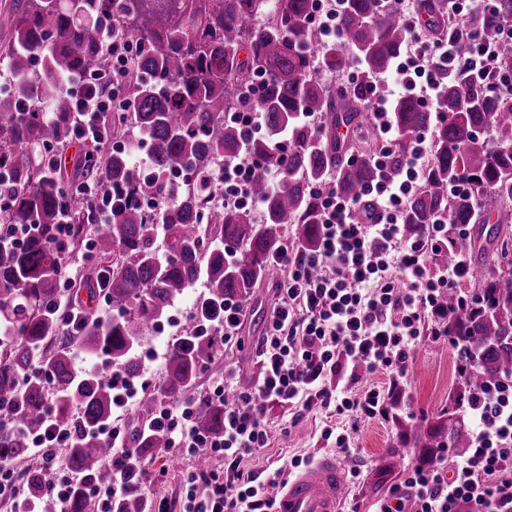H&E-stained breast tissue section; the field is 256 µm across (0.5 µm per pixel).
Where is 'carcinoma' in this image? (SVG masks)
<instances>
[{"label": "carcinoma", "mask_w": 512, "mask_h": 512, "mask_svg": "<svg viewBox=\"0 0 512 512\" xmlns=\"http://www.w3.org/2000/svg\"><path fill=\"white\" fill-rule=\"evenodd\" d=\"M439 0H414L424 26L442 12ZM314 0H16L7 14L11 40L0 58L6 61L15 95L0 99V195L10 202V224H35L36 234L16 244L0 236V325L13 339L0 345V399L21 401L17 419L27 431L38 430L49 405L46 389L33 373L41 363L52 373L58 422L80 430L65 461L84 483L112 480V448L96 436L112 418L113 394L108 371H74L72 341L51 314L48 304L58 293L61 251L52 240V225L72 226L76 245L90 223L91 204L69 194L64 184L46 172L43 152L70 141L72 100L64 89L77 71L102 75L112 69L102 51L105 28L139 43L126 82L130 110L110 116L112 127L130 124L150 153L152 176L114 149L102 160V178L124 184L132 201L99 226L93 248L108 262L107 291L112 317L89 316L79 349L104 357L112 368L136 380L140 376L142 342L169 313L172 302L199 280L208 293L205 306L226 299L241 305L264 280L278 275L272 258L281 252L282 231L293 226L300 246L310 249L321 236L317 188L334 179L336 190L357 197L376 178L372 156L350 162L336 142V124H352L364 105L371 78L390 70L407 44L406 14L400 4L380 10V0H348L340 19L338 40L316 31ZM512 18V0H499L494 18L477 21L481 38L500 42V23ZM362 74L345 91L331 92L318 77L319 68L342 72L351 62ZM445 122L435 126L431 164L424 186L409 200L403 222L409 236L446 217L450 224H475L477 200L492 196L512 202V94L492 95L481 82L461 72L446 73ZM257 108L265 132L246 138L242 128L225 119L227 112ZM308 112L331 117L329 132L305 120ZM396 142L388 166L397 175L419 132L432 126V116L417 100L393 103ZM495 134L490 147L483 138ZM290 137L288 154L276 146L280 132ZM261 168L257 197L264 221L257 224L249 208L224 207L223 182L215 166L238 153L243 143ZM278 169V186L266 173ZM465 179L468 189L456 195L448 186ZM171 196L160 220L169 255L154 249L152 216L141 203L145 196ZM508 213L501 214L495 235L482 239L448 237V251L439 255L484 254L508 232ZM233 246V257L224 247ZM471 291H451L441 301L448 306V336L460 350L465 370L459 372L448 412L412 427L409 440L418 457L427 460L443 448H468L472 440L463 421L464 410L484 392L512 376V259L473 272ZM217 354L206 336H190L170 345L164 377L137 401L138 411L152 415L161 397H195L196 376L203 363ZM195 426L216 432L224 426V407L200 402ZM133 455L125 475L135 480L140 470L169 452L167 435L159 430H135ZM47 475L32 471L27 495L41 512H55L44 495ZM91 500L79 485L69 512H91ZM138 491L117 498L113 512H144Z\"/></svg>", "instance_id": "obj_1"}]
</instances>
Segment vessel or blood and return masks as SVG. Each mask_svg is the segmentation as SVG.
<instances>
[{
  "label": "vessel or blood",
  "mask_w": 512,
  "mask_h": 512,
  "mask_svg": "<svg viewBox=\"0 0 512 512\" xmlns=\"http://www.w3.org/2000/svg\"><path fill=\"white\" fill-rule=\"evenodd\" d=\"M347 491L344 466L336 455L324 453L279 489L273 512H340Z\"/></svg>",
  "instance_id": "1"
}]
</instances>
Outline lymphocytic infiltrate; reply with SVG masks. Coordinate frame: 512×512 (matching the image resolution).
I'll use <instances>...</instances> for the list:
<instances>
[{
    "mask_svg": "<svg viewBox=\"0 0 512 512\" xmlns=\"http://www.w3.org/2000/svg\"><path fill=\"white\" fill-rule=\"evenodd\" d=\"M496 3L473 0L466 5L448 0V32L430 43L420 40L414 30L415 16H408L407 50L391 73L370 80L365 100L370 124L384 139L373 157L375 181L356 201L335 189H323L318 247L305 250L292 244L275 260L276 299L256 345L262 365L259 384L240 389L224 377L207 389L205 399L224 407V430L219 435L196 430L192 400L174 406L159 403L147 421V428L167 433L171 447L191 461L182 475L177 503L156 500L153 512H273L268 490L282 484L283 469L262 480L242 465L246 456L269 443V405L294 414L314 408L335 417L336 427L325 428L322 437L334 440L340 453H349L360 422L386 416L388 409L384 390L360 389L362 374L381 372L390 383H398L406 378L423 337L447 340L448 308L440 297L470 278V265L462 255L443 264L436 263L435 257L447 248L449 237L466 236L468 227L441 218L427 225L421 236L406 235L403 210L422 184L430 163V143L426 133H419L399 176H389L387 160L395 142L392 101L415 97L439 123L446 117L444 71L491 78L500 65V47L469 29L467 16L493 13ZM461 38L467 42L463 52L457 49ZM102 48L112 59L108 82L94 74H80L67 83L74 100L72 140L78 144L98 141L107 117L127 109L123 86L138 44L107 31ZM258 166L244 148L225 158V206L258 207L251 189ZM69 187L92 202L97 224L110 223L114 209L131 195L122 184L104 185L85 176ZM364 205L372 210L369 220H354L353 212ZM242 318L239 303L228 300L214 317L196 316L192 331L228 349L241 342ZM465 415L472 433L469 455L458 462L449 461L443 453L427 466L409 463L406 501L383 506L381 512H456L462 503L472 512H512V383L486 393ZM99 433L112 446L114 475L110 483L88 485L86 492L96 512H112L113 502L128 489L123 462L132 450L119 421L109 422ZM74 437V429L59 426L49 412L27 448L38 470L48 476L46 495L63 507L78 483L61 456ZM202 451L210 465H195ZM12 456V449L0 444V500L10 502L11 512H40L27 497V478L15 471ZM218 460L223 468H215Z\"/></svg>",
    "mask_w": 512,
    "mask_h": 512,
    "instance_id": "obj_1",
    "label": "lymphocytic infiltrate"
}]
</instances>
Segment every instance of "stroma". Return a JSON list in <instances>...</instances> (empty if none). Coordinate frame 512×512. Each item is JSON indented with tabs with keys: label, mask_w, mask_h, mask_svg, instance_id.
I'll return each instance as SVG.
<instances>
[{
	"label": "stroma",
	"mask_w": 512,
	"mask_h": 512,
	"mask_svg": "<svg viewBox=\"0 0 512 512\" xmlns=\"http://www.w3.org/2000/svg\"><path fill=\"white\" fill-rule=\"evenodd\" d=\"M272 297V287L263 285L257 288L243 320L241 346L219 353L201 368L196 379L198 389H207L213 380L223 376L224 368L228 365L236 367L239 386L251 387L257 383L260 368L252 345L263 333ZM456 366L457 354L448 346L428 339L418 345L408 378L400 381L392 396V404L401 417L400 423L388 419L368 420L360 424L352 437L351 451L344 460L349 472V496L344 506L345 512H378L381 504L402 486L405 474L399 471L389 477L381 492L372 490L390 448H398L401 455L406 457L411 454L412 447L402 432L403 427L413 426L423 418L447 410L448 395L457 379ZM288 419L292 420L293 425L286 432L282 426ZM268 422L270 442L267 448L243 461L245 468L260 476H267L287 458H308L318 452L331 453L335 450L333 443L321 437L324 427L330 423L325 413L304 410L292 418L284 410L273 407L268 411ZM160 464L166 468V476L161 479L147 478L141 491L150 498L177 500L181 475L189 462L175 452L161 459Z\"/></svg>",
	"instance_id": "35a3bbf8"
}]
</instances>
